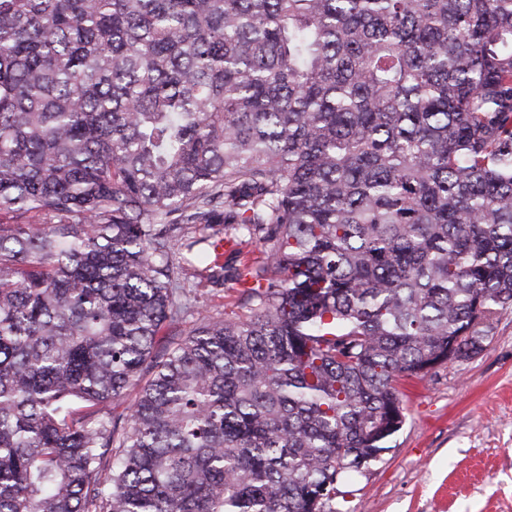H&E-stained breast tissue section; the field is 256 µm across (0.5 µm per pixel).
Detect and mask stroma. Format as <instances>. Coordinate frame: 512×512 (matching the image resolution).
<instances>
[{"instance_id": "obj_1", "label": "stroma", "mask_w": 512, "mask_h": 512, "mask_svg": "<svg viewBox=\"0 0 512 512\" xmlns=\"http://www.w3.org/2000/svg\"><path fill=\"white\" fill-rule=\"evenodd\" d=\"M485 345L406 382L402 429L331 512H512V309Z\"/></svg>"}]
</instances>
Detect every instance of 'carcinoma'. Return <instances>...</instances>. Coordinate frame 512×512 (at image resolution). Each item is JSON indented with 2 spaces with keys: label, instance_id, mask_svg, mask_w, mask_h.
Listing matches in <instances>:
<instances>
[{
  "label": "carcinoma",
  "instance_id": "carcinoma-1",
  "mask_svg": "<svg viewBox=\"0 0 512 512\" xmlns=\"http://www.w3.org/2000/svg\"><path fill=\"white\" fill-rule=\"evenodd\" d=\"M508 308L512 0H0V512H325ZM205 294L204 300L215 312L224 311V305H232L237 298V293L231 285H225L224 288L205 287L200 288Z\"/></svg>",
  "mask_w": 512,
  "mask_h": 512
}]
</instances>
